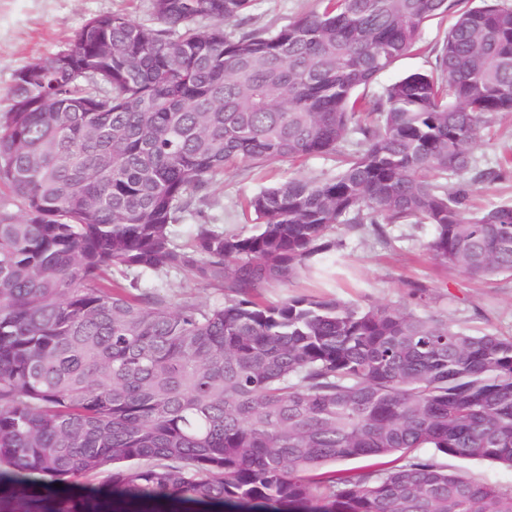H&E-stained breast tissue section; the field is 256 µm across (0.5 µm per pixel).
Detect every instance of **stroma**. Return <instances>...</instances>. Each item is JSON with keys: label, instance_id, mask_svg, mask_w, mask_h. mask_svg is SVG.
I'll use <instances>...</instances> for the list:
<instances>
[{"label": "stroma", "instance_id": "stroma-1", "mask_svg": "<svg viewBox=\"0 0 512 512\" xmlns=\"http://www.w3.org/2000/svg\"><path fill=\"white\" fill-rule=\"evenodd\" d=\"M149 5L150 0H0V113L11 107L9 87L18 68L64 48L90 16L124 12L144 23ZM317 6V0H256L252 14L257 24L278 27ZM259 186L245 171H226L211 188L210 214L224 228L247 230L238 202ZM385 232L381 238L342 231L343 250L321 263L324 273L335 274L340 297L398 306L407 301L410 283L418 282L429 288V313L466 331L512 336V280L484 284L435 264L423 248L429 226L390 224Z\"/></svg>", "mask_w": 512, "mask_h": 512}]
</instances>
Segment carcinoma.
Segmentation results:
<instances>
[{
    "instance_id": "1",
    "label": "carcinoma",
    "mask_w": 512,
    "mask_h": 512,
    "mask_svg": "<svg viewBox=\"0 0 512 512\" xmlns=\"http://www.w3.org/2000/svg\"><path fill=\"white\" fill-rule=\"evenodd\" d=\"M253 0H151L89 18L19 68L0 116V512H512V486L422 450L512 468V336L332 294L265 302L339 230L431 227L437 264L512 278V203L472 148L512 114L502 0H319L257 27ZM453 22L427 71L366 89ZM331 157L203 207L230 167ZM194 219L181 240L177 227ZM185 274L225 295L172 303ZM366 459L356 470L331 466ZM111 469L108 483L80 478ZM61 487H55V484ZM472 201L479 206H488L512 201V177L494 183H467Z\"/></svg>"
}]
</instances>
